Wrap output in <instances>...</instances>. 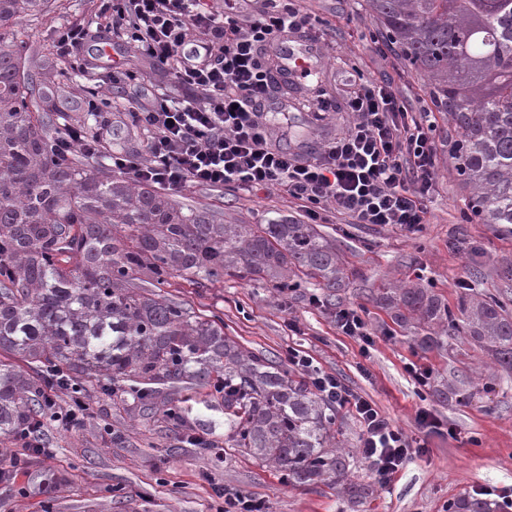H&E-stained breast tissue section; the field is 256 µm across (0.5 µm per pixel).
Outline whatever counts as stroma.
I'll use <instances>...</instances> for the list:
<instances>
[{
    "instance_id": "obj_1",
    "label": "stroma",
    "mask_w": 512,
    "mask_h": 512,
    "mask_svg": "<svg viewBox=\"0 0 512 512\" xmlns=\"http://www.w3.org/2000/svg\"><path fill=\"white\" fill-rule=\"evenodd\" d=\"M305 9L327 23L324 61L288 90V109L264 118L278 146L318 157L327 141L343 134L351 116L348 75L392 86L415 111H431L436 144V185L424 201L427 222L413 232L394 226L353 224L347 217L318 222L344 262L345 279L336 295L318 288L289 293L249 275L210 288L183 276L171 278L168 297L197 313L220 315L224 332L246 351L284 361L289 349L310 355L323 371L374 403L423 452L407 462L384 487L378 486L360 452L361 427L340 409L344 440L354 455V480L374 495L357 507L326 483L288 484L274 467L224 449V405L191 385L174 390L182 421L163 423L139 413L133 395L123 410L111 396L87 389L89 410L73 428L46 424L50 454L32 457L28 469L0 480V512H220V492L235 488L261 498L266 512H448L459 494H512V372L504 371L479 345L455 337L445 349H425L394 323L377 297L383 289L417 283L455 304L463 289L503 293L512 307V231L501 224L465 220V191L448 142L455 136L447 113L434 111L424 81L404 68L366 0H304ZM70 25L88 32L77 50L62 53L58 31ZM26 41V66L48 91L50 124L89 129L109 166L113 151L148 159V133L124 109L130 96L147 102L170 90L168 71L113 35L102 0H50L39 16L19 19ZM135 82H128L126 72ZM179 204L218 215L227 224H268L303 212L283 193H245L189 186L174 193ZM356 310L371 344L342 335L334 315ZM415 364L431 373L428 386L406 371ZM465 384L468 398L435 391ZM429 415L419 424V412Z\"/></svg>"
}]
</instances>
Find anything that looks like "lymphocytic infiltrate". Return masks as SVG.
<instances>
[{
  "label": "lymphocytic infiltrate",
  "instance_id": "obj_1",
  "mask_svg": "<svg viewBox=\"0 0 512 512\" xmlns=\"http://www.w3.org/2000/svg\"><path fill=\"white\" fill-rule=\"evenodd\" d=\"M301 0H262L252 19L233 9L216 12L208 0H105L113 32L171 72L193 100L162 92L129 116L150 134L149 158L115 152V170L136 181L178 191L188 185L232 186L251 193L279 190L312 221L329 213L355 224H392L411 232L426 221L423 200L435 183L432 121L409 108L390 86L359 82L349 100V131L319 157L303 159L274 146L261 120L278 91L260 60L284 33L318 32ZM288 361L315 391L351 412L361 426L360 448L379 484L419 449L405 432L312 357L292 348Z\"/></svg>",
  "mask_w": 512,
  "mask_h": 512
}]
</instances>
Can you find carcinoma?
Returning a JSON list of instances; mask_svg holds the SVG:
<instances>
[{"instance_id": "cac0c4a2", "label": "carcinoma", "mask_w": 512, "mask_h": 512, "mask_svg": "<svg viewBox=\"0 0 512 512\" xmlns=\"http://www.w3.org/2000/svg\"><path fill=\"white\" fill-rule=\"evenodd\" d=\"M46 0H0V437L37 430L43 394L68 379L151 414L189 383L224 402V447L273 465L294 485L331 482L353 503L337 413L304 377L224 335V321L168 299L175 276L205 287L241 272L288 291L336 290L340 258L310 224H223L150 186L57 155L22 65L15 20ZM388 43L421 74L455 125V170L479 224L512 226V0H368ZM151 288H141L139 281ZM421 345L461 336L512 369V312L495 297L451 309L427 288L380 296ZM28 364L25 375L14 361ZM448 512H504L462 494Z\"/></svg>"}]
</instances>
